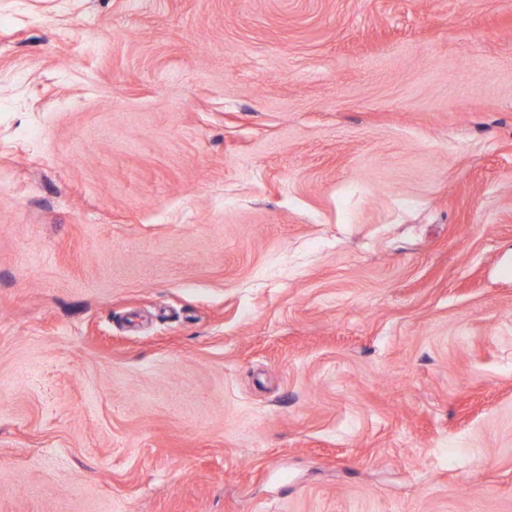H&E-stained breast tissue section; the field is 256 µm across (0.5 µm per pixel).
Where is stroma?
<instances>
[{"instance_id":"obj_1","label":"stroma","mask_w":512,"mask_h":512,"mask_svg":"<svg viewBox=\"0 0 512 512\" xmlns=\"http://www.w3.org/2000/svg\"><path fill=\"white\" fill-rule=\"evenodd\" d=\"M0 512H512V0H0Z\"/></svg>"}]
</instances>
